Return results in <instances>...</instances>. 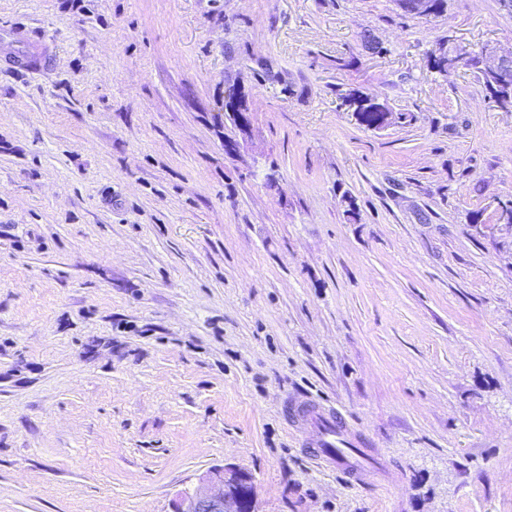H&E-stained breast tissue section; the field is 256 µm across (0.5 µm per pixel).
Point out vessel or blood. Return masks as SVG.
Segmentation results:
<instances>
[{"mask_svg": "<svg viewBox=\"0 0 512 512\" xmlns=\"http://www.w3.org/2000/svg\"><path fill=\"white\" fill-rule=\"evenodd\" d=\"M51 59L49 38L44 31L23 23L0 29V67L20 72L36 71ZM294 422L298 432L309 433L308 445L321 466L343 473L356 483L380 477V465L373 450L359 432L349 426L335 408L310 399L297 403Z\"/></svg>", "mask_w": 512, "mask_h": 512, "instance_id": "b4317fda", "label": "vessel or blood"}]
</instances>
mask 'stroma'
<instances>
[{"mask_svg":"<svg viewBox=\"0 0 512 512\" xmlns=\"http://www.w3.org/2000/svg\"><path fill=\"white\" fill-rule=\"evenodd\" d=\"M18 20L53 55L0 68V512H171L224 466L260 512H512V107L430 63L512 50V12L0 0ZM352 90L411 121L361 127ZM300 396L396 483L317 464Z\"/></svg>","mask_w":512,"mask_h":512,"instance_id":"1","label":"stroma"}]
</instances>
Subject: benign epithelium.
Here are the masks:
<instances>
[{
    "label": "benign epithelium",
    "mask_w": 512,
    "mask_h": 512,
    "mask_svg": "<svg viewBox=\"0 0 512 512\" xmlns=\"http://www.w3.org/2000/svg\"><path fill=\"white\" fill-rule=\"evenodd\" d=\"M402 11L430 16V0H399ZM485 77L493 80L503 67L512 61V51L503 52L494 47L481 51ZM379 111L378 119L370 123V129L383 130L395 119H409V114L391 112L380 103H374ZM173 512H256L253 497V478L250 474L231 468H214L200 478V486L191 494L180 498Z\"/></svg>",
    "instance_id": "1"
}]
</instances>
